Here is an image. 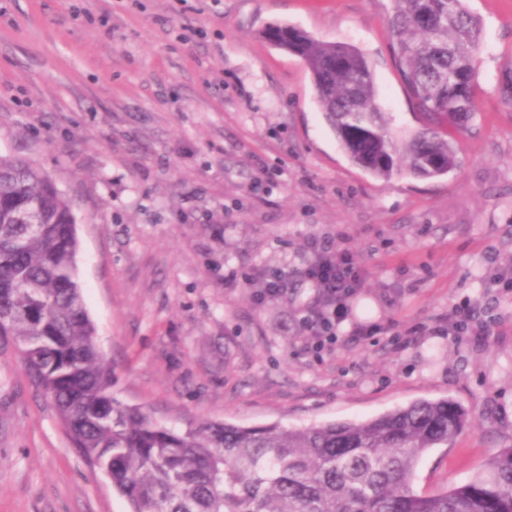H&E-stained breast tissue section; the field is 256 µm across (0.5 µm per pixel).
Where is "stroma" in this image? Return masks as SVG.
Returning <instances> with one entry per match:
<instances>
[{"instance_id":"1","label":"stroma","mask_w":512,"mask_h":512,"mask_svg":"<svg viewBox=\"0 0 512 512\" xmlns=\"http://www.w3.org/2000/svg\"><path fill=\"white\" fill-rule=\"evenodd\" d=\"M482 21L479 111L460 170L375 179L326 125L273 24L359 47L403 135L414 109L390 49L393 0H0V155L23 156L71 202L79 279L112 393L157 421L302 427L452 398L474 423L418 462L414 487L469 480L512 446V0ZM330 237L363 271L350 305L382 333L316 347L302 272ZM288 269L258 303L247 278ZM466 301L484 342L448 333ZM0 512H129L72 447L17 347L0 345Z\"/></svg>"}]
</instances>
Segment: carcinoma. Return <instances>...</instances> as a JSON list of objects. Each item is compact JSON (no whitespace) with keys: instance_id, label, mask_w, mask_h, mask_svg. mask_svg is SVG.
<instances>
[{"instance_id":"obj_1","label":"carcinoma","mask_w":512,"mask_h":512,"mask_svg":"<svg viewBox=\"0 0 512 512\" xmlns=\"http://www.w3.org/2000/svg\"><path fill=\"white\" fill-rule=\"evenodd\" d=\"M388 25L418 122L404 139L358 47L291 25H272L265 38L301 59L353 165L379 180L446 176L479 108L480 19L464 0H394ZM74 223L47 173L0 156V342L17 346L73 447L130 512H512V448L493 453L466 484L414 489L420 457L466 425L467 410L449 398L304 428L199 421L176 429L122 403L84 303Z\"/></svg>"}]
</instances>
